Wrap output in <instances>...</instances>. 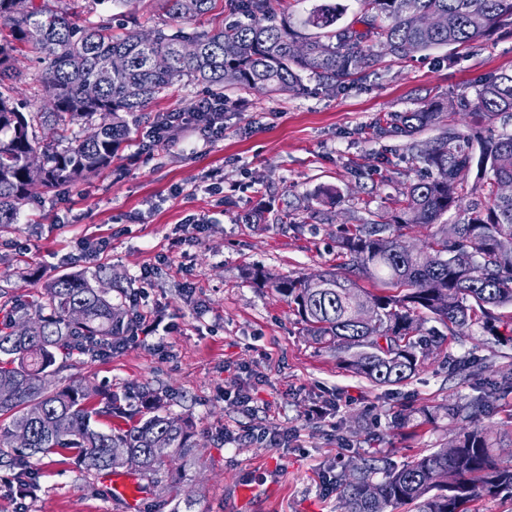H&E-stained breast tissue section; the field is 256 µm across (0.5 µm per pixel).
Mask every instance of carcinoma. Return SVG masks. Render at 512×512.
<instances>
[{
  "instance_id": "cac0c4a2",
  "label": "carcinoma",
  "mask_w": 512,
  "mask_h": 512,
  "mask_svg": "<svg viewBox=\"0 0 512 512\" xmlns=\"http://www.w3.org/2000/svg\"><path fill=\"white\" fill-rule=\"evenodd\" d=\"M165 17L147 32L110 35V25L78 22L49 0H0V224H12L36 190L48 194L73 185L112 163L130 139L132 123L148 105L178 82L202 84L224 97V88L288 93L313 79L328 90L358 81L389 57L401 62L418 52L462 46L512 24V0H350L353 19L338 24L347 5L310 0H228L221 28L199 30L193 22L210 13L216 0H160ZM187 42L198 51L186 57ZM24 44L39 54L49 104L23 112L12 95L21 81L14 52ZM121 55L125 68L102 83L96 64ZM479 113L492 121L512 117V72L481 82L474 96L443 104L426 101L417 110L391 113L378 131L410 140L422 177L402 184L390 210L367 224L345 227L336 236L340 263L315 276L275 275L261 268L247 276L271 289L298 317L306 336L336 353L351 372L378 386L411 379L439 349L440 328L464 336L478 325L512 340V196L499 194L512 181V133L474 141L447 113ZM65 124H84L92 133L69 138ZM427 126H439L433 142L417 140ZM39 153L45 163L34 166ZM478 180L468 185L472 170ZM329 208L341 202L334 187L317 194ZM454 210L459 233L448 240L441 218ZM428 230L423 248H400L404 230ZM380 285L371 292L359 284ZM102 273L84 270L47 280L27 300L0 305V467L31 476L34 459L76 458L88 471L124 468L111 449L140 455L147 484L174 488L195 464L198 446L192 423L162 410V396L146 388L138 404L127 395L100 393L81 381L64 386L53 377L86 353L110 350L134 319L95 283ZM371 308L368 324L359 313ZM435 323L426 329L424 324ZM448 373L470 384L474 394L448 406V417L465 423L445 446L401 466L386 456L361 459L359 470L341 475L338 488L346 512H479L487 495L512 497V463L494 453L495 440L481 424L492 399L512 392V372L497 377L493 361L476 354L447 357ZM117 419V426L101 428ZM30 430L31 441L16 447L14 431ZM456 476L443 488L441 472Z\"/></svg>"
}]
</instances>
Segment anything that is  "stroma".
Masks as SVG:
<instances>
[{"instance_id":"1","label":"stroma","mask_w":512,"mask_h":512,"mask_svg":"<svg viewBox=\"0 0 512 512\" xmlns=\"http://www.w3.org/2000/svg\"><path fill=\"white\" fill-rule=\"evenodd\" d=\"M19 97L27 111L44 107L42 69L17 53ZM512 72V26L462 47L383 62L339 91L315 80L286 94L224 92V130L207 134L173 126L148 144L157 113L184 112L207 90L170 88L143 112L132 140L103 172L49 195H35L12 224H0V293L23 299L46 278L103 268L129 291L124 304L165 327L105 356H79L58 376L136 395L162 391L174 415L191 416L201 450L178 497L192 512H345L336 478L352 461L386 455L399 465L443 447L459 431L448 404L471 387L448 374L443 356L469 352L512 369V341L472 327L450 336L439 358L409 381L377 387L315 348L296 316L270 290L254 287L248 268L312 275L336 265V235L386 210L417 166L405 138L376 132L392 112L428 99L472 96L485 78ZM138 162H130L133 151ZM342 196L328 224L312 219L323 186ZM263 209L262 218L245 223ZM294 210L292 224L275 223ZM249 395L251 405L239 402ZM332 409L309 418L312 404ZM409 416L393 428L395 414ZM286 438L282 447L249 438L254 427ZM233 433L235 442L224 440ZM35 485L13 478L0 491V512H127L98 474L76 461L36 463ZM250 499L237 496L239 487Z\"/></svg>"}]
</instances>
